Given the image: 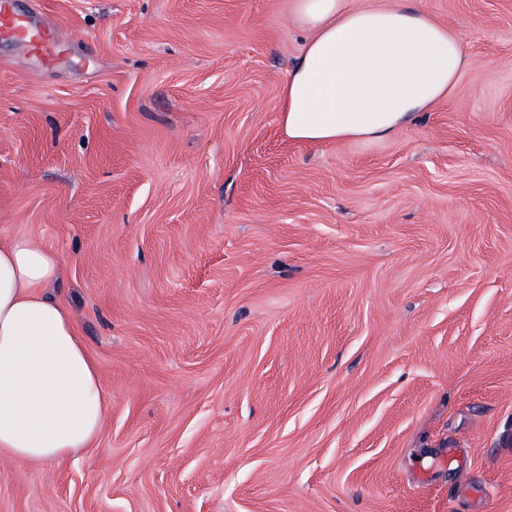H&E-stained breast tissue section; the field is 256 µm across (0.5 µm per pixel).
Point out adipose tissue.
I'll use <instances>...</instances> for the list:
<instances>
[{"mask_svg":"<svg viewBox=\"0 0 512 512\" xmlns=\"http://www.w3.org/2000/svg\"><path fill=\"white\" fill-rule=\"evenodd\" d=\"M303 51L281 88L289 140L382 141L453 93L461 36L424 10L292 0ZM61 259L26 237L0 239V458L65 461L92 447L109 408L96 361L67 306L45 289Z\"/></svg>","mask_w":512,"mask_h":512,"instance_id":"adipose-tissue-1","label":"adipose tissue"}]
</instances>
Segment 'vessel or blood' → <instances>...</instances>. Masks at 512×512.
Returning a JSON list of instances; mask_svg holds the SVG:
<instances>
[{
    "mask_svg": "<svg viewBox=\"0 0 512 512\" xmlns=\"http://www.w3.org/2000/svg\"><path fill=\"white\" fill-rule=\"evenodd\" d=\"M0 39L23 43L43 63H51L63 41L59 29L40 23L18 0H0Z\"/></svg>",
    "mask_w": 512,
    "mask_h": 512,
    "instance_id": "b4317fda",
    "label": "vessel or blood"
}]
</instances>
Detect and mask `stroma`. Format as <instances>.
<instances>
[{"instance_id":"stroma-1","label":"stroma","mask_w":512,"mask_h":512,"mask_svg":"<svg viewBox=\"0 0 512 512\" xmlns=\"http://www.w3.org/2000/svg\"><path fill=\"white\" fill-rule=\"evenodd\" d=\"M23 4L66 44L0 42V237L111 401L0 512H512V0H415L453 94L327 145L279 122L290 0Z\"/></svg>"}]
</instances>
